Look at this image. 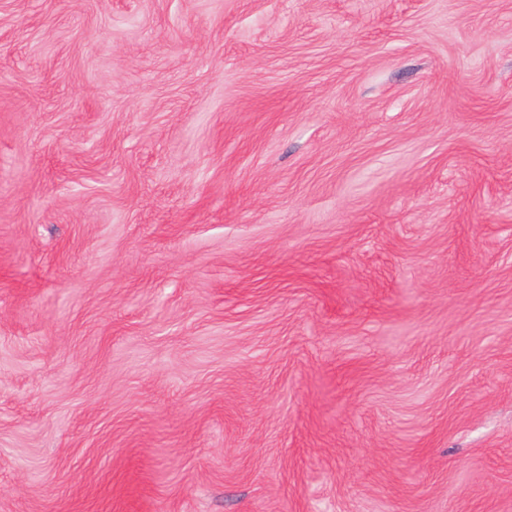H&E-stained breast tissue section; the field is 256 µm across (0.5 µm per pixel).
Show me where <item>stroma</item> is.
Segmentation results:
<instances>
[{
	"instance_id": "obj_1",
	"label": "stroma",
	"mask_w": 512,
	"mask_h": 512,
	"mask_svg": "<svg viewBox=\"0 0 512 512\" xmlns=\"http://www.w3.org/2000/svg\"><path fill=\"white\" fill-rule=\"evenodd\" d=\"M0 512H512V0H0Z\"/></svg>"
}]
</instances>
